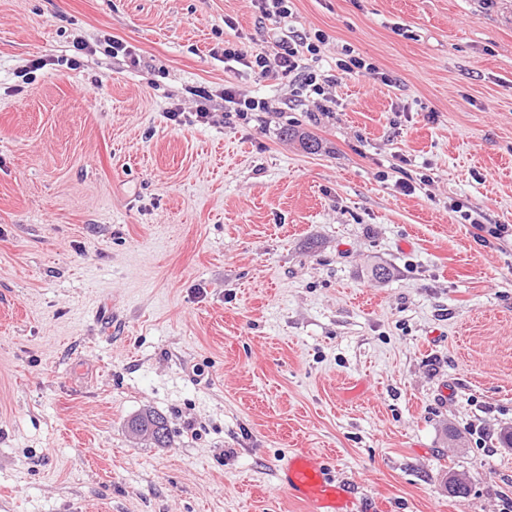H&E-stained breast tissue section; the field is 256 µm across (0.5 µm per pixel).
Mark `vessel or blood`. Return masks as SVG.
<instances>
[{"instance_id":"b4317fda","label":"vessel or blood","mask_w":512,"mask_h":512,"mask_svg":"<svg viewBox=\"0 0 512 512\" xmlns=\"http://www.w3.org/2000/svg\"><path fill=\"white\" fill-rule=\"evenodd\" d=\"M281 472L285 492L290 498L307 502L311 512H355L343 485L327 477L316 455L301 452L289 456Z\"/></svg>"}]
</instances>
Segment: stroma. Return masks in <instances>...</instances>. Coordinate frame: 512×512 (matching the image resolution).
<instances>
[{"label":"stroma","instance_id":"35a3bbf8","mask_svg":"<svg viewBox=\"0 0 512 512\" xmlns=\"http://www.w3.org/2000/svg\"><path fill=\"white\" fill-rule=\"evenodd\" d=\"M291 11L0 0V512H308L300 452L365 512H512V0ZM293 30L324 96L225 69ZM336 68L341 71L342 74L369 73L376 75L384 84L391 82V78L387 73L378 72L377 68L372 63H368L364 58L360 57L359 53H355L350 47H346L342 53V57L336 59ZM224 103L228 112H238L240 115H247V112H262L266 109V102L262 98H245L236 94L232 88H225ZM153 428H155L154 431ZM128 429L131 433L134 429H137L142 433V436H146L157 445L165 444L167 441L166 439L168 438V428L165 418L154 412H148L132 418L128 422ZM161 430L164 432L163 440L157 435Z\"/></svg>","mask_w":512,"mask_h":512}]
</instances>
